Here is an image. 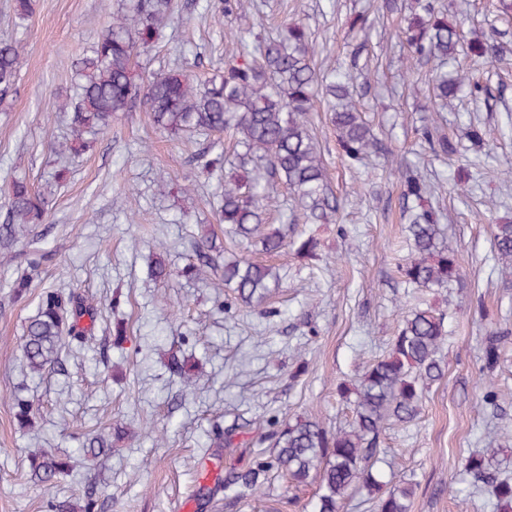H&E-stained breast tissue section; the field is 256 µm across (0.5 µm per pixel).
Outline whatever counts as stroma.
<instances>
[{
  "label": "stroma",
  "mask_w": 512,
  "mask_h": 512,
  "mask_svg": "<svg viewBox=\"0 0 512 512\" xmlns=\"http://www.w3.org/2000/svg\"><path fill=\"white\" fill-rule=\"evenodd\" d=\"M257 9L230 16H201L193 0H175L163 37L139 57L137 72L148 77L163 66L195 68L199 78L223 67L232 46L224 34L253 29L273 35L284 15L301 19L313 34L322 67L354 65V94L385 149L430 180H446L457 160L433 156L421 128L428 109L443 133L467 140L468 124L479 126L489 151L469 149L470 177L447 184L432 199L455 251L462 277L448 287L418 290L405 284L396 265L406 256L400 185L387 160L367 157L359 167L342 163L336 133L325 112L312 114L335 197L344 201L325 224H306L317 255H250L279 268L282 285L265 304L226 310L230 292L222 277L184 276L155 281L157 257L172 268L194 262L192 245L215 237L227 252L237 249L224 235L208 202L216 179L196 166L199 153L231 155L227 134L171 136L155 129L142 108L117 113L110 130L65 162L66 181L56 182L60 162L50 140L69 137L58 101L70 90L72 70L96 41L108 16L104 0H34L18 19L16 0H0V41L24 47L17 89L0 106V186L22 177L49 199L41 224L24 237L0 242V512H49V499L81 512L88 486H96L98 512H311L317 483L294 487L275 478L265 495L230 498L224 490L200 496V461L217 472L248 464L268 453L265 442L222 448L216 430L235 416L267 421L308 416L329 430L347 426L351 411L338 392L363 366L389 349L403 306L432 308L445 316L448 343L444 378L433 384L420 417L385 426L379 458L383 470L413 486L410 512H493L492 495L465 470V459L481 448H499L497 470L512 476V282H502L493 245V225L512 220V177L502 160L512 156V50L474 65L458 61L491 90L479 100L460 95L435 100L430 66L406 68V51L391 38L413 0H256ZM449 14L464 13L478 37L512 47V24L493 22V0H443ZM380 9L365 51L352 59L349 15ZM198 193L181 194L186 178ZM31 279L25 301L13 298L21 275ZM48 289L73 290L98 308L91 345L70 344L60 367L30 375L21 348L24 328ZM126 339L114 346L116 328ZM499 337V362L492 376L482 370L485 341ZM197 372L194 389L170 376L171 355ZM304 373H296L298 362ZM491 378L496 405L483 400ZM30 401L28 424L15 417L16 399ZM104 436L110 448L97 460L75 451L81 434ZM42 449L70 457L72 469L53 494L31 477L29 458Z\"/></svg>",
  "instance_id": "1"
}]
</instances>
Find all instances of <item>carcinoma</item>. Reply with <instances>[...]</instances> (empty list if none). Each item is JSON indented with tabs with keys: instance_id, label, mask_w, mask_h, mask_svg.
<instances>
[{
	"instance_id": "obj_1",
	"label": "carcinoma",
	"mask_w": 512,
	"mask_h": 512,
	"mask_svg": "<svg viewBox=\"0 0 512 512\" xmlns=\"http://www.w3.org/2000/svg\"><path fill=\"white\" fill-rule=\"evenodd\" d=\"M199 4L208 15L228 17L243 10L245 0H199ZM436 5L437 0H416L396 38L408 48L409 68L423 60L435 62V98L446 102L465 88L474 96L481 90L478 81L459 69L450 76L443 67L455 60L464 45L477 58L502 54L505 49L487 38H470L466 19L450 24ZM170 14L172 0H127L90 52L79 59L75 92L59 106L69 113L75 139L105 131L112 125V116L138 105L150 113L157 130L171 135L232 132L239 147L233 164L244 174L224 177L223 189L213 195L212 205L225 232L241 239L252 238L277 207L270 191L277 181L288 186L310 223L337 213L339 201L329 190L328 173L307 114L316 98H328L329 122L344 160L352 166L368 157L377 140L353 101V73L340 67L317 68L312 33L299 22L287 21L277 38L260 40L250 30L228 33L226 38L236 50L225 59L223 71L203 81L177 67L153 73L139 84L134 76L137 58L158 38ZM375 20L367 11L351 20V30L361 36L354 54L365 48ZM21 66L18 44L1 41L0 102L15 91ZM422 139L436 156L449 158L459 153L458 144L435 126L426 129ZM395 172L403 186L401 209L408 221L404 232L409 251L400 273L416 288H446L459 278L460 268L444 237L439 214L424 204L431 189L410 167L399 166ZM47 208L45 194L25 181L12 182L0 238L15 240L17 224L42 223ZM493 240L500 272L512 279V224L495 225ZM260 243L269 254L291 248L304 257L315 256L318 247L314 237L290 239L280 227L269 229ZM195 256L196 262L182 272L206 277L223 267L224 286L230 289L232 300L246 307L263 305L272 289L280 287L281 276L271 265L243 257L219 264L217 247L206 237L196 241ZM86 316L95 321L97 308L82 294L44 292L37 315L26 326V366L42 373L59 364V355L70 341L87 339L88 330L80 326ZM446 341L443 314L430 308L413 309L403 316L388 352L369 364L354 383L340 386L343 396H354L347 428L332 433L305 416L278 423L264 435L272 455L255 458L245 471L226 472L224 490L239 497L258 494L269 473L275 472L296 487L317 480L314 512H339L348 491L356 486L376 495L377 512H409L411 489L390 486L374 471L379 438L386 423L407 424L418 417L425 390L445 375L441 352ZM484 359L487 372H492L498 362L494 336L486 341ZM253 425L254 421L239 416L217 432V439L226 448H237L245 443ZM107 447L108 441L98 437L80 445L90 459L104 454ZM496 454V449L488 448L481 456L468 457L465 467L492 487L500 512H512V483L491 472ZM30 469L47 486L70 475L69 463L46 451L32 455Z\"/></svg>"
}]
</instances>
